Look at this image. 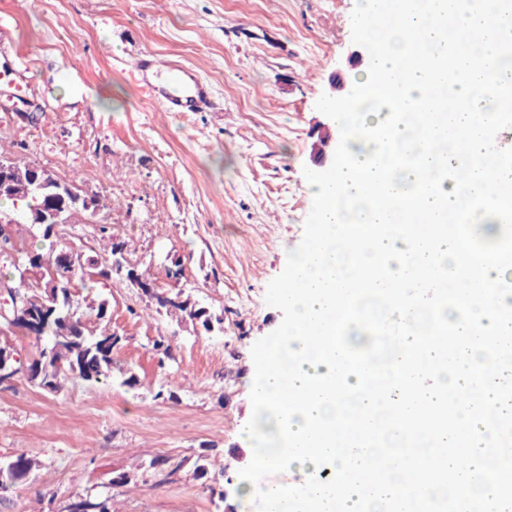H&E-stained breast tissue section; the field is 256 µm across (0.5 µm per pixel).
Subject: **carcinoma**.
Returning <instances> with one entry per match:
<instances>
[{
	"label": "carcinoma",
	"instance_id": "obj_1",
	"mask_svg": "<svg viewBox=\"0 0 512 512\" xmlns=\"http://www.w3.org/2000/svg\"><path fill=\"white\" fill-rule=\"evenodd\" d=\"M8 172H0V199L10 201L13 210L25 218L31 243L20 234L21 225H9L0 236V266L9 274L0 278L10 290L15 307L8 310L15 330L34 337V351L26 361L15 362L16 374L22 375L47 393H58L67 379H75L94 387L118 381L131 391L139 386L132 370L113 378V352L123 338L112 331L109 301L97 297L89 301L77 299V285L106 286L117 281L146 298V307L177 324H189L198 335L224 333V314H216L186 290V277L181 260L175 259L164 267V276L177 286L163 288L151 273V265L130 258L128 241L99 227V237L108 242L99 250L76 251L60 240L46 224L34 222L33 215L49 210L60 213L62 220L75 224L95 217L85 206L82 191L74 183L65 190L40 189L37 182L48 181L53 174L16 155L0 154ZM72 253L76 262L67 268L57 263L63 252ZM95 326H90V323ZM152 351L160 364L175 360L171 344L160 334L152 341ZM478 351L483 356H498L512 352V345L496 336L479 338ZM39 466L21 453L0 461V503L7 500L10 488ZM158 483H175L181 479L183 464H171L166 458L149 463ZM192 479L210 493H216L215 475L211 474L207 457L201 455L194 463ZM72 512H112L111 497L90 491L76 494Z\"/></svg>",
	"mask_w": 512,
	"mask_h": 512
}]
</instances>
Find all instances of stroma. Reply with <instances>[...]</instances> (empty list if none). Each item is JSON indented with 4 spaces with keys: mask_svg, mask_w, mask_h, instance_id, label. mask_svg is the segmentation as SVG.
<instances>
[{
    "mask_svg": "<svg viewBox=\"0 0 512 512\" xmlns=\"http://www.w3.org/2000/svg\"><path fill=\"white\" fill-rule=\"evenodd\" d=\"M356 0H0L15 51L0 56V153L24 154L109 199L96 223L64 224L63 242L100 248L111 225L160 273L180 259L187 282L224 332L198 336L149 316L120 284L103 294L114 353L140 387L68 381L56 394L17 377L0 387V459L38 467L0 512H59L75 493L112 494V512H262L248 488L294 480L254 462L258 408L249 378L288 318L279 300L290 258L314 228L305 170L328 121L315 104L332 81L359 82L352 57ZM141 52L194 68L212 88L209 112H164L128 63ZM27 65L28 89L12 91ZM166 334L175 362L150 350ZM174 392L156 399L158 389ZM222 497L190 474L198 456ZM183 462L182 481L157 485L152 458ZM129 486L111 488L117 473Z\"/></svg>",
    "mask_w": 512,
    "mask_h": 512,
    "instance_id": "35a3bbf8",
    "label": "stroma"
}]
</instances>
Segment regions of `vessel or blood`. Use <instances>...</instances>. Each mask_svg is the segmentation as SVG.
<instances>
[{
    "label": "vessel or blood",
    "mask_w": 512,
    "mask_h": 512,
    "mask_svg": "<svg viewBox=\"0 0 512 512\" xmlns=\"http://www.w3.org/2000/svg\"><path fill=\"white\" fill-rule=\"evenodd\" d=\"M134 75L166 112H201L208 107L211 88L193 69L175 61L138 57Z\"/></svg>",
    "instance_id": "b4317fda"
}]
</instances>
